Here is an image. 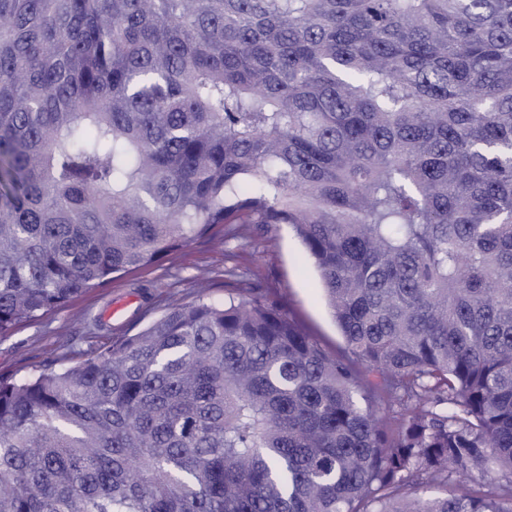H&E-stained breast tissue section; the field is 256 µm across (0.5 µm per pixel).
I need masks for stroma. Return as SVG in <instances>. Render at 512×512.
<instances>
[{"label":"stroma","instance_id":"obj_1","mask_svg":"<svg viewBox=\"0 0 512 512\" xmlns=\"http://www.w3.org/2000/svg\"><path fill=\"white\" fill-rule=\"evenodd\" d=\"M237 266L249 282L277 290L305 331L334 355L346 345L323 300L322 284L291 227L250 229L216 244L202 238L159 264L90 290L66 307L50 310L0 335V375L16 379L45 368L75 365L94 349L130 336L173 304L206 296L224 298V269ZM127 301L122 317L108 321L106 308Z\"/></svg>","mask_w":512,"mask_h":512}]
</instances>
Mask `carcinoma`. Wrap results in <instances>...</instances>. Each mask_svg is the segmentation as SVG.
Listing matches in <instances>:
<instances>
[{"instance_id": "obj_1", "label": "carcinoma", "mask_w": 512, "mask_h": 512, "mask_svg": "<svg viewBox=\"0 0 512 512\" xmlns=\"http://www.w3.org/2000/svg\"><path fill=\"white\" fill-rule=\"evenodd\" d=\"M245 224L345 353L226 269L0 377V512H512V0H0V333Z\"/></svg>"}]
</instances>
